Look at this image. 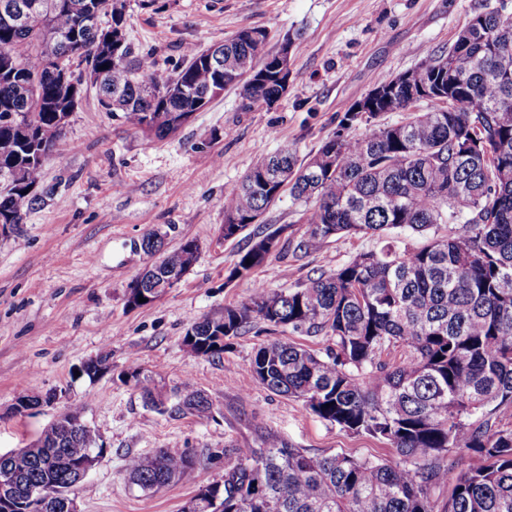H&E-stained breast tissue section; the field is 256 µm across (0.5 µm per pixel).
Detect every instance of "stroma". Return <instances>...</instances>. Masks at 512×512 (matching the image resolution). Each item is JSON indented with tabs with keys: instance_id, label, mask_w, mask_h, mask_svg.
<instances>
[{
	"instance_id": "stroma-1",
	"label": "stroma",
	"mask_w": 512,
	"mask_h": 512,
	"mask_svg": "<svg viewBox=\"0 0 512 512\" xmlns=\"http://www.w3.org/2000/svg\"><path fill=\"white\" fill-rule=\"evenodd\" d=\"M132 56L152 53L167 75L187 46L207 48L256 27L268 50L299 35L291 83L276 103H252L239 88L194 113L163 140L134 133L100 111L87 91L44 168L38 202L24 224L0 237V451L30 447L73 405L105 450L76 493L79 512H182L190 482L152 493L130 487L129 457L191 448L210 455L212 480L224 474L228 448H252L261 432L314 453L397 460L389 443L349 434L276 395L253 377L262 339L248 333L215 358H191L183 338L193 321L219 318L248 300L253 283L289 289L377 248L367 237H337L317 252L269 258L252 279L227 282L245 238L224 242V197L257 153L286 145L318 150L348 108L381 83L444 51L477 12L512 0H125ZM166 248L196 240L195 263L152 303L132 308L129 285L153 257L148 232ZM110 356L112 370L81 375L84 363ZM161 375L167 393L198 391L212 403L204 417L161 414L142 387L119 381L132 368ZM58 392L57 401L16 413L18 396Z\"/></svg>"
}]
</instances>
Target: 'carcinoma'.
<instances>
[{
    "mask_svg": "<svg viewBox=\"0 0 512 512\" xmlns=\"http://www.w3.org/2000/svg\"><path fill=\"white\" fill-rule=\"evenodd\" d=\"M123 0H0V222L24 223L34 189L81 98L82 69L94 75L104 112L146 137L164 139L182 118L241 87L268 105L283 87L267 35L243 28L211 50L189 47L171 75L149 56L130 59L126 33L114 53L107 36L123 16ZM224 86L217 85V76ZM382 83L366 105V121L409 112L394 125L373 124L358 136L339 132L313 155L287 145L261 153L224 198V239L246 231L289 190L311 202L306 231L295 242L287 226L249 237L227 280L250 278L273 254L304 255L339 235L376 237L382 246L288 290L257 284L249 301L224 308V347L250 332L290 329L332 340L324 353L280 339L264 342L251 369L272 393L302 402L319 418L352 434L385 440L399 460L318 454L268 433L257 448L236 449L221 482L199 481L186 512H512V12L475 14L448 53L430 55ZM426 110L412 112L418 101ZM458 224L443 236L439 230ZM421 237L402 248L397 234ZM185 240L164 249L152 231L142 247L163 253L135 287L180 282L196 258ZM205 317L191 324L195 357L223 347ZM403 346L396 364L381 359ZM145 404L164 413L207 416L201 393L177 397L169 409L143 389ZM331 406H326V403ZM38 453L0 460L16 485L42 483L73 492L76 467L93 448L86 433L44 428ZM470 455L448 500L430 491L448 482L451 450ZM201 465L189 450L133 457L131 484L144 493L194 478Z\"/></svg>",
    "mask_w": 512,
    "mask_h": 512,
    "instance_id": "obj_1",
    "label": "carcinoma"
}]
</instances>
